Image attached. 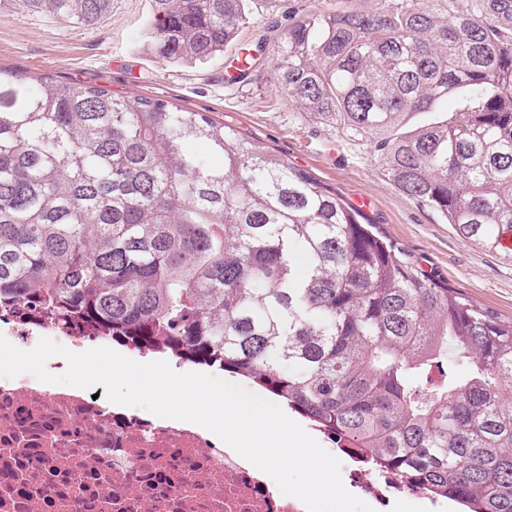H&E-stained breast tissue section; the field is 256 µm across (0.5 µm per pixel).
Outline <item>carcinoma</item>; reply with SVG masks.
<instances>
[{
    "instance_id": "cac0c4a2",
    "label": "carcinoma",
    "mask_w": 512,
    "mask_h": 512,
    "mask_svg": "<svg viewBox=\"0 0 512 512\" xmlns=\"http://www.w3.org/2000/svg\"><path fill=\"white\" fill-rule=\"evenodd\" d=\"M24 2L77 26L112 4ZM246 2L154 0L153 50L215 58ZM451 2L302 14L270 65L310 121L373 146L400 191L512 262V0ZM32 297L248 381L458 512H512V320L204 113L0 67V300Z\"/></svg>"
}]
</instances>
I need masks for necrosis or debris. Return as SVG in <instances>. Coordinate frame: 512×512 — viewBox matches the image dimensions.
<instances>
[{
    "label": "necrosis or debris",
    "mask_w": 512,
    "mask_h": 512,
    "mask_svg": "<svg viewBox=\"0 0 512 512\" xmlns=\"http://www.w3.org/2000/svg\"><path fill=\"white\" fill-rule=\"evenodd\" d=\"M0 334L27 350L59 337L75 351L104 346L100 328L58 327L39 308L0 305ZM333 456L374 512L450 505L368 453L341 445ZM0 512H307L274 492L269 477L209 430L85 390L20 375L0 377Z\"/></svg>",
    "instance_id": "1"
}]
</instances>
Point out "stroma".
Segmentation results:
<instances>
[{
	"mask_svg": "<svg viewBox=\"0 0 512 512\" xmlns=\"http://www.w3.org/2000/svg\"><path fill=\"white\" fill-rule=\"evenodd\" d=\"M379 0H249V24L223 54L197 65L161 60L148 40L152 0H112L95 25L78 27L22 0H0V65L64 82L96 85L130 98L153 97L206 114L274 148L346 200H364L372 223L397 241L426 273L512 320V263L464 242L451 225L384 177L369 147L336 137L307 120L274 84L268 63L237 78L241 47L287 27L289 10L364 11Z\"/></svg>",
	"mask_w": 512,
	"mask_h": 512,
	"instance_id": "stroma-1",
	"label": "stroma"
}]
</instances>
